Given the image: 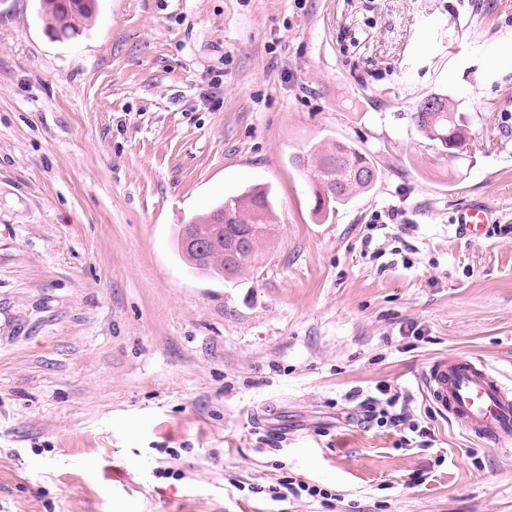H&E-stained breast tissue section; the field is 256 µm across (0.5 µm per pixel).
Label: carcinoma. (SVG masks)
I'll return each instance as SVG.
<instances>
[{
	"label": "carcinoma",
	"mask_w": 512,
	"mask_h": 512,
	"mask_svg": "<svg viewBox=\"0 0 512 512\" xmlns=\"http://www.w3.org/2000/svg\"><path fill=\"white\" fill-rule=\"evenodd\" d=\"M40 8L47 34L55 41L65 43L84 33L91 24L96 0H40ZM411 121L427 138L437 141L448 152V158L458 157L463 134L458 113L451 111L448 98L434 95L417 105ZM300 168L314 170L318 189L314 191V214L329 219L334 209L347 204L354 196L370 191L379 179L374 159L362 149L340 140L330 139L308 153L294 158ZM271 207L268 193L248 191L232 196L216 205L208 213L193 217L181 225L175 247L182 261L195 273L211 278L232 280L251 263L259 261L263 250L275 238V225L268 220ZM222 217L224 223L213 220ZM202 230L214 237L217 229L224 230V241L210 247V261L199 262L185 244L187 227ZM239 232L249 235L248 248L237 252L232 260L225 258V247Z\"/></svg>",
	"instance_id": "cac0c4a2"
}]
</instances>
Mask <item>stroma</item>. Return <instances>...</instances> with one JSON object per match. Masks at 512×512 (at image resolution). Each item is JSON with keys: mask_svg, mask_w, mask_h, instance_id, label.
I'll return each mask as SVG.
<instances>
[{"mask_svg": "<svg viewBox=\"0 0 512 512\" xmlns=\"http://www.w3.org/2000/svg\"><path fill=\"white\" fill-rule=\"evenodd\" d=\"M36 7L0 0V512H512V454L419 386L512 372V0H100L64 44ZM336 138L379 179L324 221L291 158ZM248 188L264 260L188 274L176 226ZM381 386L427 439L364 423ZM411 121L427 138L438 141L446 149L448 159L458 157L463 124L460 115L451 111L446 96L434 95L423 100L411 113ZM495 211L483 202H475L458 211L455 217L456 228L467 237H479L491 224H497ZM294 483L292 481H285L278 483V486H269L268 491L271 493L270 496L272 499L277 501H283L287 498V495L285 493L281 492L280 487L286 489L288 491V494H291L293 497H301L302 493L305 492L308 497H324L325 492L322 491V489L316 487V486H309L304 484H297V486L293 485Z\"/></svg>", "mask_w": 512, "mask_h": 512, "instance_id": "35a3bbf8", "label": "stroma"}]
</instances>
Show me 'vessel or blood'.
Wrapping results in <instances>:
<instances>
[{
	"instance_id": "b4317fda",
	"label": "vessel or blood",
	"mask_w": 512,
	"mask_h": 512,
	"mask_svg": "<svg viewBox=\"0 0 512 512\" xmlns=\"http://www.w3.org/2000/svg\"><path fill=\"white\" fill-rule=\"evenodd\" d=\"M489 206L476 202L458 211L460 234L478 237L497 223ZM420 383L441 414L467 435L512 448V381L479 358L438 359L428 365Z\"/></svg>"
}]
</instances>
